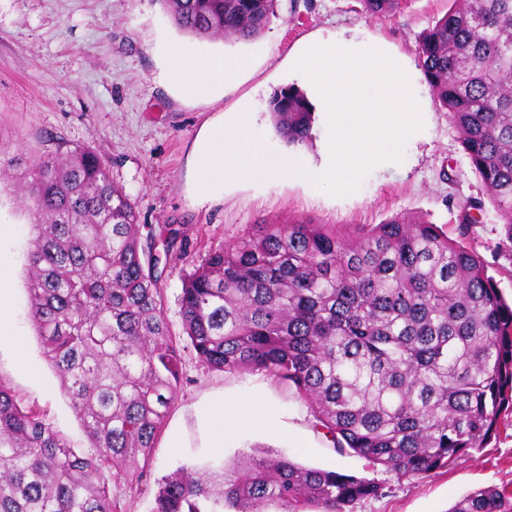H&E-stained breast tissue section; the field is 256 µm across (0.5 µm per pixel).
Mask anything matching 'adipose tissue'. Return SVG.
<instances>
[{
    "label": "adipose tissue",
    "mask_w": 512,
    "mask_h": 512,
    "mask_svg": "<svg viewBox=\"0 0 512 512\" xmlns=\"http://www.w3.org/2000/svg\"><path fill=\"white\" fill-rule=\"evenodd\" d=\"M252 67V60L245 56L218 60L176 45L168 53L166 75L183 100L210 102L234 88Z\"/></svg>",
    "instance_id": "ef3b65f1"
}]
</instances>
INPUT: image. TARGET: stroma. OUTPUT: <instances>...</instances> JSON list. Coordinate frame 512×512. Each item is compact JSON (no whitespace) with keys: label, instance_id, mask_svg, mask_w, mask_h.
<instances>
[{"label":"stroma","instance_id":"obj_1","mask_svg":"<svg viewBox=\"0 0 512 512\" xmlns=\"http://www.w3.org/2000/svg\"><path fill=\"white\" fill-rule=\"evenodd\" d=\"M448 0H405L396 17H369L358 0H279L277 14L249 42L199 39L180 31L163 0H0V145L37 158L56 144L86 145L135 203L144 227L186 228L189 257L236 243L258 224L307 221L352 235L360 227L400 215H422L450 239H463L483 260L503 297L512 304V239L493 206L461 228L463 203L484 197L460 135L445 110L428 103L425 134L407 145L403 160L374 169L347 197L327 195L273 178L225 188L199 201L190 192L191 155L201 125L220 112L246 108L279 155L314 157L312 144L289 146L276 134L267 100L284 85H300L289 60L303 39L341 30L384 41L416 56V37L448 9ZM182 44L213 54H248L253 69L212 103L179 99L163 71L167 49ZM31 216L16 187L0 181V262L14 283L10 302L25 339L32 370L20 368L10 341H0V385L35 409L74 447L87 440L60 382L43 357L28 317L26 226ZM184 385L170 408L138 480L121 484L125 512H152L164 479L182 467L215 458L226 464L240 453L269 448L294 461L381 483L384 493L355 504L353 512H449L456 500L489 486L512 490V414L483 449L426 478L399 479L370 468L359 456L340 455L313 427L308 403L293 389L258 371L224 373L185 354ZM251 414L253 428L228 429L224 445H201V409L215 398ZM184 445L170 447L173 435Z\"/></svg>","mask_w":512,"mask_h":512}]
</instances>
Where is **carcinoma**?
I'll return each instance as SVG.
<instances>
[{
	"label": "carcinoma",
	"instance_id": "obj_1",
	"mask_svg": "<svg viewBox=\"0 0 512 512\" xmlns=\"http://www.w3.org/2000/svg\"><path fill=\"white\" fill-rule=\"evenodd\" d=\"M201 38L255 39L278 0H164ZM390 18L403 0H360ZM433 99L512 239V0H452L418 35ZM289 146L312 140L303 92L267 101ZM32 221L29 316L80 419L78 451L0 385V512H124L114 490L140 477L183 385V353L211 370L265 372L307 401L333 450L398 478L429 477L485 448L512 412V307L480 257L437 225L397 215L345 238L309 222L258 224L181 277L183 336L164 307L162 257L184 228L142 236L123 187L86 146L38 159L0 149ZM381 494L371 479L307 468L281 451L181 469L152 512H346ZM450 512H512L491 486Z\"/></svg>",
	"mask_w": 512,
	"mask_h": 512
}]
</instances>
